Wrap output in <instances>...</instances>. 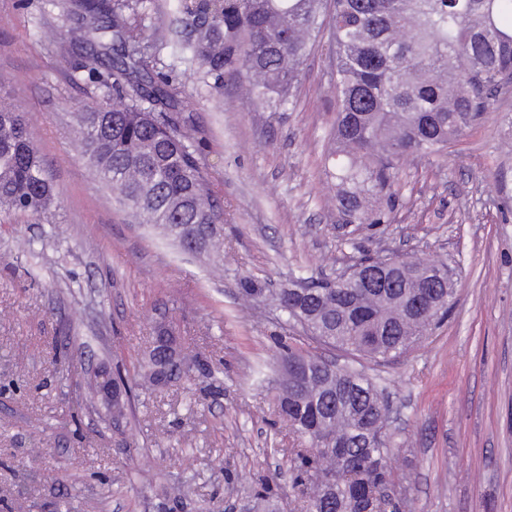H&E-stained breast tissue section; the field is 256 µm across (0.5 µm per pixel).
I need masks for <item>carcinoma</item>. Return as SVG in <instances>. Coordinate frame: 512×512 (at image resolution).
Returning <instances> with one entry per match:
<instances>
[{"mask_svg":"<svg viewBox=\"0 0 512 512\" xmlns=\"http://www.w3.org/2000/svg\"><path fill=\"white\" fill-rule=\"evenodd\" d=\"M194 38L182 45L215 82L246 89L267 112L294 108L301 66L328 34L338 109L327 156L344 224H382L370 197L389 198L398 163L429 157L512 92V0H178ZM82 0L71 11L76 39L90 53L83 68L110 93L79 113V146L98 180L141 224L207 252L224 238V207L209 198L207 172L191 136L187 105L166 75L145 68L143 28L134 4ZM109 60L110 71L99 64ZM56 189L28 116L0 105V210L48 212ZM379 257L360 258L359 277L299 276L278 296L282 325L375 364L399 358L441 323L455 301L452 269L440 314L410 304L420 274L436 261L414 258L393 288H367ZM180 346L150 355L146 375L160 388L181 372ZM274 390L276 411L305 442L297 487L309 512H399L373 503L368 489L391 479L392 441L378 433L386 397L361 370L283 346L279 374L256 370Z\"/></svg>","mask_w":512,"mask_h":512,"instance_id":"obj_1","label":"carcinoma"}]
</instances>
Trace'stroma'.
Instances as JSON below:
<instances>
[{
  "label": "stroma",
  "mask_w": 512,
  "mask_h": 512,
  "mask_svg": "<svg viewBox=\"0 0 512 512\" xmlns=\"http://www.w3.org/2000/svg\"><path fill=\"white\" fill-rule=\"evenodd\" d=\"M71 0H0V95L28 114L57 189L41 220L0 211V512H254L265 496L305 512L300 440L257 367L276 370L279 288L332 278L362 250L442 259L456 302L424 342L367 364L393 407L400 512H512V94L445 152L401 162L385 224L342 227L324 172L336 95L313 46L288 112L244 106L180 51L174 0H147L149 70L189 102L210 192L224 207L222 262L135 223L82 158L78 112L105 93L69 36ZM73 63L60 67L63 55ZM267 282L243 301V277ZM187 357L167 387L143 380L157 325ZM120 371L131 406L72 416L82 366Z\"/></svg>",
  "instance_id": "1"
}]
</instances>
